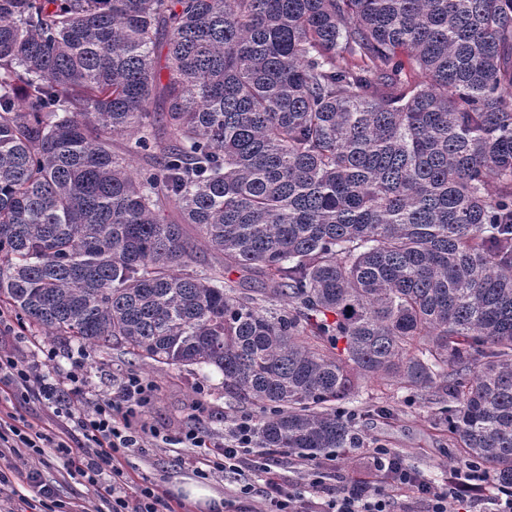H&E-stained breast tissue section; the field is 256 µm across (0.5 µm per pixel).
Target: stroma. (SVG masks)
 <instances>
[{"label": "stroma", "instance_id": "1", "mask_svg": "<svg viewBox=\"0 0 512 512\" xmlns=\"http://www.w3.org/2000/svg\"><path fill=\"white\" fill-rule=\"evenodd\" d=\"M52 347L56 360L49 367L50 378L59 380L71 368L73 357H82L90 393L109 396L115 392L123 375L134 372L154 382L156 391L146 408L143 420L158 429L162 437L147 442L145 447L133 448L115 460L127 479V493L136 496L143 481L157 484L173 512H204L201 504L192 503L184 494L185 485L194 483L210 489L217 496H227L237 487L234 476L223 473L200 475L196 459L201 451L185 448L177 439L192 418L193 404L205 397L207 412L201 428L212 442H223L233 420L259 416V409L234 396L225 394L222 374L196 366L152 367L133 360L124 348L95 347L74 340L38 335L33 329L18 328L0 337V350L21 357L35 355L40 348ZM343 408L354 416V427L364 440L362 448H349L336 453L333 477L326 483L328 491H336L350 478L365 475L370 469L374 448L385 447L397 455L406 466L428 479L441 483L461 465L457 448L448 438L446 427L436 426V405L421 396L395 385L375 380L365 381L359 392L343 401ZM17 472L39 471L51 483L59 500L84 504L89 512H99L104 503L100 498L102 485L108 475H101L97 484L79 476L70 458L46 450L44 455L20 454L11 457ZM270 465L281 484L301 489L307 498H315L304 458L285 449H257L253 463L242 471L243 479L260 483L262 465Z\"/></svg>", "mask_w": 512, "mask_h": 512}]
</instances>
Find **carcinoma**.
Masks as SVG:
<instances>
[{"label":"carcinoma","mask_w":512,"mask_h":512,"mask_svg":"<svg viewBox=\"0 0 512 512\" xmlns=\"http://www.w3.org/2000/svg\"><path fill=\"white\" fill-rule=\"evenodd\" d=\"M0 302L214 368L261 448L393 381L512 484V0H0ZM187 233L191 237V240L194 244L193 262L191 265L192 267L200 270L208 263H212V251L206 245L204 238L202 237L198 229L189 226L187 227Z\"/></svg>","instance_id":"cac0c4a2"}]
</instances>
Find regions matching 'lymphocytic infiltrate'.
Returning a JSON list of instances; mask_svg holds the SVG:
<instances>
[{
	"label": "lymphocytic infiltrate",
	"mask_w": 512,
	"mask_h": 512,
	"mask_svg": "<svg viewBox=\"0 0 512 512\" xmlns=\"http://www.w3.org/2000/svg\"><path fill=\"white\" fill-rule=\"evenodd\" d=\"M54 359L55 353L50 349L39 360L0 355V385L21 394L24 401L51 403L57 417L52 427L31 422L15 412L0 417V459L19 448L39 456L52 448L68 456L73 447L79 446L83 454L76 470L94 484L114 459L129 449L142 447L147 440L159 439V431L139 421L156 390L152 381L135 373L127 374L112 396H100L90 403L86 400L83 362L75 361L65 380L56 381L45 372ZM179 442L188 448H209L206 465L210 470H235L247 463L253 451V421L237 419L223 446L215 449L211 448L206 432L195 425L183 431ZM371 468L391 486L416 489L428 504L427 512H448L452 503L479 506L483 485L489 478L487 472L471 465L447 483L435 485L420 478L385 448L374 450ZM125 486L123 472L113 469L112 481L105 489L108 512H172L153 483L143 484L133 501L128 500ZM263 491L276 512H393L391 497L377 491L366 477L353 479L319 503L306 500L303 493L284 487L271 475L266 476Z\"/></svg>",
	"instance_id": "f902f5d3"
}]
</instances>
